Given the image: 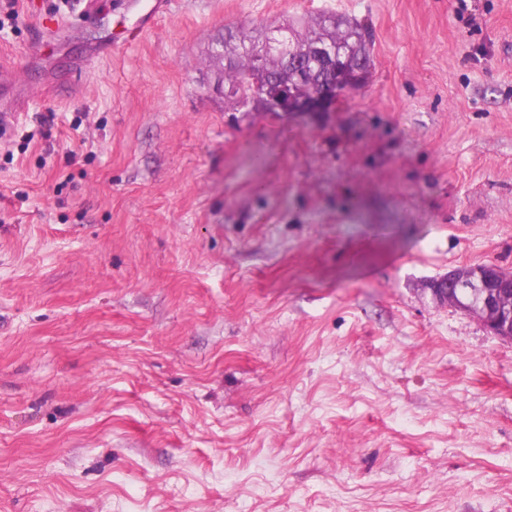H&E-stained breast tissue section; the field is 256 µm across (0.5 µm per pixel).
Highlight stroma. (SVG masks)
<instances>
[{"label": "stroma", "mask_w": 512, "mask_h": 512, "mask_svg": "<svg viewBox=\"0 0 512 512\" xmlns=\"http://www.w3.org/2000/svg\"><path fill=\"white\" fill-rule=\"evenodd\" d=\"M0 57V512H512V342L433 299L512 267V0H177ZM373 39L316 119L213 89L225 28ZM90 69L78 92L61 77ZM131 2L132 5H138L140 2H150V4L139 24L127 30L126 41L129 43L136 41L147 29L151 28L157 15L170 14L171 6L176 0H131ZM17 83V71L14 64L5 65L0 59V128L11 124L24 111V102L14 97L7 98V91ZM2 96V97H1ZM3 99L15 103L16 108L5 110Z\"/></svg>", "instance_id": "obj_1"}]
</instances>
